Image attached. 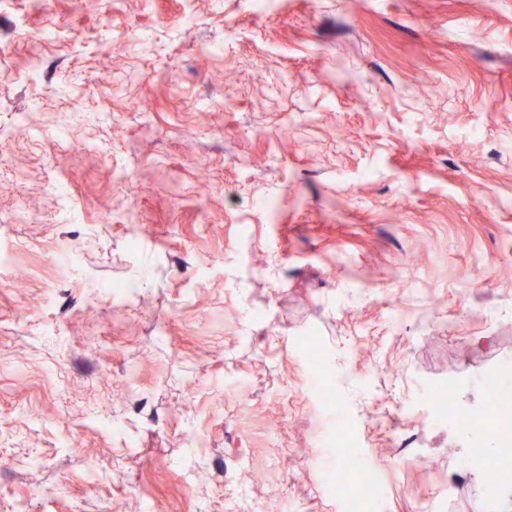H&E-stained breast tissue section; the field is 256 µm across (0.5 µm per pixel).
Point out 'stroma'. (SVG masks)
I'll list each match as a JSON object with an SVG mask.
<instances>
[{
  "instance_id": "1",
  "label": "stroma",
  "mask_w": 512,
  "mask_h": 512,
  "mask_svg": "<svg viewBox=\"0 0 512 512\" xmlns=\"http://www.w3.org/2000/svg\"><path fill=\"white\" fill-rule=\"evenodd\" d=\"M0 151V512H512V0H0ZM494 416L495 414H472L459 416L455 418V423L457 426L464 429L467 441L470 443V446L473 447V444L481 431V427L487 428L489 422Z\"/></svg>"
}]
</instances>
